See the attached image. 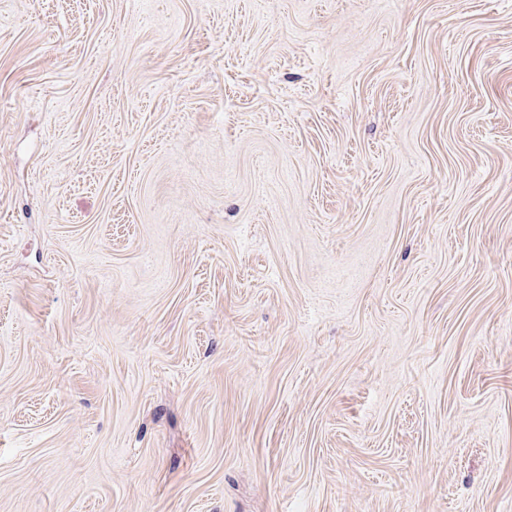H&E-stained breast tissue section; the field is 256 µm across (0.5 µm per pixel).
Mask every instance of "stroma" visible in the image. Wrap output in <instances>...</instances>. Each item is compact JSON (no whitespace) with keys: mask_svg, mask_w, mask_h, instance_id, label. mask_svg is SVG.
<instances>
[{"mask_svg":"<svg viewBox=\"0 0 512 512\" xmlns=\"http://www.w3.org/2000/svg\"><path fill=\"white\" fill-rule=\"evenodd\" d=\"M0 512H512V0H0Z\"/></svg>","mask_w":512,"mask_h":512,"instance_id":"35a3bbf8","label":"stroma"}]
</instances>
